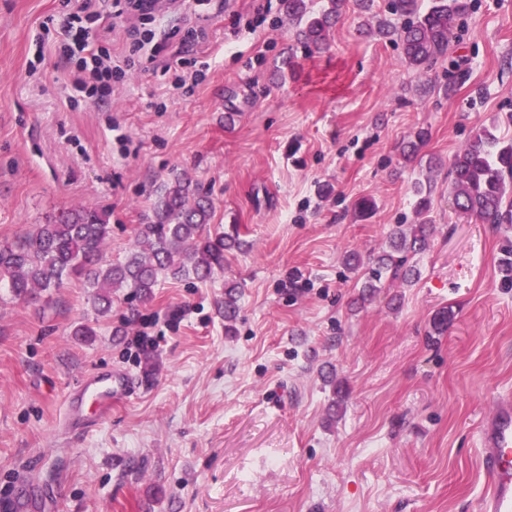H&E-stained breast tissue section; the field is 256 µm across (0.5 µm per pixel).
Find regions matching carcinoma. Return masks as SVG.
I'll list each match as a JSON object with an SVG mask.
<instances>
[{"instance_id": "1", "label": "carcinoma", "mask_w": 512, "mask_h": 512, "mask_svg": "<svg viewBox=\"0 0 512 512\" xmlns=\"http://www.w3.org/2000/svg\"><path fill=\"white\" fill-rule=\"evenodd\" d=\"M313 0H282L289 20L299 27L297 38L310 52L321 51L330 29L348 0H329L330 8L311 15ZM464 9L462 0H434L424 13L417 0H388V10L400 22L385 34L400 42L406 63L427 70L448 53L449 37ZM448 195L457 211L482 224H512V139L504 140L482 128L456 153L448 170ZM212 201L207 192L181 173L155 195L147 223L139 228L135 248L117 263L104 260L112 233L109 213L96 207L62 210L46 224L10 243H0V282L12 296L25 300L61 288L71 278H83L93 289L92 300L102 314L112 308V289L127 288L132 297L148 300L160 279L204 282L224 269V253L242 249L236 226L211 230ZM433 226L424 222L389 234L387 248L373 260L359 300L371 297L383 276L410 279L416 275L409 258L426 247ZM239 284H224V329L233 331L238 312Z\"/></svg>"}]
</instances>
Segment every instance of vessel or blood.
<instances>
[{
    "mask_svg": "<svg viewBox=\"0 0 512 512\" xmlns=\"http://www.w3.org/2000/svg\"><path fill=\"white\" fill-rule=\"evenodd\" d=\"M133 383L124 373L86 376L80 390L67 400L68 415H76L85 406L106 415L114 399L131 393ZM481 463L487 485L480 499L481 512H512V397L499 396L492 414L479 432Z\"/></svg>",
    "mask_w": 512,
    "mask_h": 512,
    "instance_id": "obj_1",
    "label": "vessel or blood"
}]
</instances>
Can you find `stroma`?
I'll return each mask as SVG.
<instances>
[{
	"instance_id": "1",
	"label": "stroma",
	"mask_w": 512,
	"mask_h": 512,
	"mask_svg": "<svg viewBox=\"0 0 512 512\" xmlns=\"http://www.w3.org/2000/svg\"><path fill=\"white\" fill-rule=\"evenodd\" d=\"M66 2L0 0V241L95 206L111 214L105 256L122 261L178 172L210 194L213 227L238 225L247 246L208 281H160L148 303L115 291L104 317L78 279L26 303L0 285V507L479 512L478 430L512 394V289L499 275L512 226L460 216L448 162L478 129L512 138V0H468L424 74L377 33L388 0L349 8L310 57L279 7L252 29L257 0H225L205 41L161 53L207 65L204 81L178 89L175 71L137 66L92 98L62 50ZM86 25L114 56L142 27L112 0ZM457 68L467 79L444 93ZM422 129L424 162L406 163L400 147ZM418 183L435 227L412 259L418 277L358 304L363 281L344 259H372L392 227L419 223ZM228 281L241 286L230 335L217 312ZM144 316L161 338L149 364L126 350ZM79 323L92 340L72 336ZM91 370L138 388L101 419L71 420L66 398Z\"/></svg>"
}]
</instances>
